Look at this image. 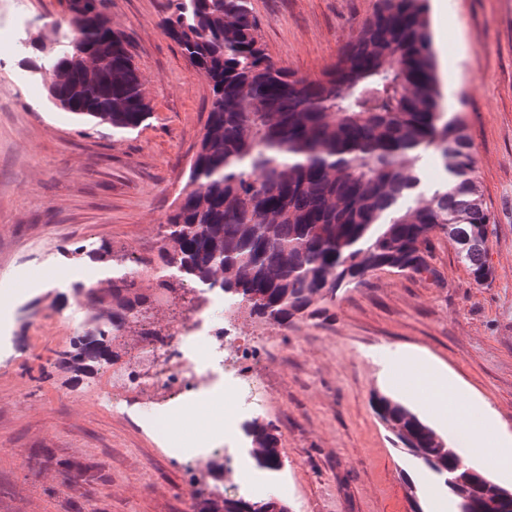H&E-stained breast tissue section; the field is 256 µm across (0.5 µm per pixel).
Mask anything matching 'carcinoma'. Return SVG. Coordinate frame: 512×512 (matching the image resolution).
<instances>
[{
    "instance_id": "carcinoma-1",
    "label": "carcinoma",
    "mask_w": 512,
    "mask_h": 512,
    "mask_svg": "<svg viewBox=\"0 0 512 512\" xmlns=\"http://www.w3.org/2000/svg\"><path fill=\"white\" fill-rule=\"evenodd\" d=\"M108 0H66L67 19L28 32L26 65L46 83L48 101L118 131L150 115L124 35L112 29ZM249 0H167L164 32L210 83L205 131L188 183L160 225L164 273L145 291L132 267L114 266L112 241L72 252L112 273L105 286L73 285L85 298L84 339L72 360L107 364L123 332L152 314L174 282L217 288L257 318L286 325L377 270L437 277L433 237L451 240L473 281L486 261L491 217L477 196L475 159L463 127L445 116L427 19V0H377L374 15L321 77H299L274 63L258 40ZM430 152L447 175L425 195L419 162ZM375 414L423 468L448 486L455 449L401 402L372 398ZM241 429L257 468L282 466L272 424ZM199 491L198 512H289L275 497L226 493L223 462ZM505 488L472 468L450 490L475 512H512Z\"/></svg>"
}]
</instances>
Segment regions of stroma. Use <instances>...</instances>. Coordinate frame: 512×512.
<instances>
[{
    "mask_svg": "<svg viewBox=\"0 0 512 512\" xmlns=\"http://www.w3.org/2000/svg\"><path fill=\"white\" fill-rule=\"evenodd\" d=\"M166 0H109L113 30L130 41L149 118L136 130L51 107L25 84L8 31L39 26L65 0H0V512H196L183 448L240 455L261 495L289 512H454L446 491L396 447L371 400L383 394L431 421L407 391L424 369L385 368L378 348H418L445 365L459 400H485L512 433V0H429L446 111L472 145L474 178L491 216L476 284L447 238L434 239L428 280L387 270L288 324L241 313L260 382L252 416L272 423L279 472L254 468L244 435L224 434L223 398L162 433L144 405L104 407L105 370L62 362L84 327L70 286L101 277L63 253L100 240L147 259L151 287L160 226L188 180L210 105L206 76L161 27ZM259 40L277 65L316 78L335 63L376 0H249Z\"/></svg>",
    "mask_w": 512,
    "mask_h": 512,
    "instance_id": "1",
    "label": "stroma"
}]
</instances>
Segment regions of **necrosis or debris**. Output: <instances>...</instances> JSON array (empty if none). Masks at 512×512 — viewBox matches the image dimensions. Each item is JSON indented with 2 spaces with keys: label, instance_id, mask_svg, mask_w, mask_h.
Wrapping results in <instances>:
<instances>
[{
  "label": "necrosis or debris",
  "instance_id": "1",
  "mask_svg": "<svg viewBox=\"0 0 512 512\" xmlns=\"http://www.w3.org/2000/svg\"><path fill=\"white\" fill-rule=\"evenodd\" d=\"M232 320L233 311L225 307L223 298L210 295L205 310L171 320L168 336L134 337L131 360L109 375L113 403L129 397L165 408L159 424L169 428L191 416L224 378L235 385L233 410L224 419L225 432H234L235 419L246 411L253 365L245 352L224 354V327Z\"/></svg>",
  "mask_w": 512,
  "mask_h": 512
}]
</instances>
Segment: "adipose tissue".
<instances>
[{
    "label": "adipose tissue",
    "mask_w": 512,
    "mask_h": 512,
    "mask_svg": "<svg viewBox=\"0 0 512 512\" xmlns=\"http://www.w3.org/2000/svg\"><path fill=\"white\" fill-rule=\"evenodd\" d=\"M427 405L440 424H451L455 430L457 452L462 461L471 460L484 449H493L496 469L512 474V436L503 432L494 411L485 404L471 409L454 403L456 387L444 368L433 366L428 379Z\"/></svg>",
    "instance_id": "1"
}]
</instances>
